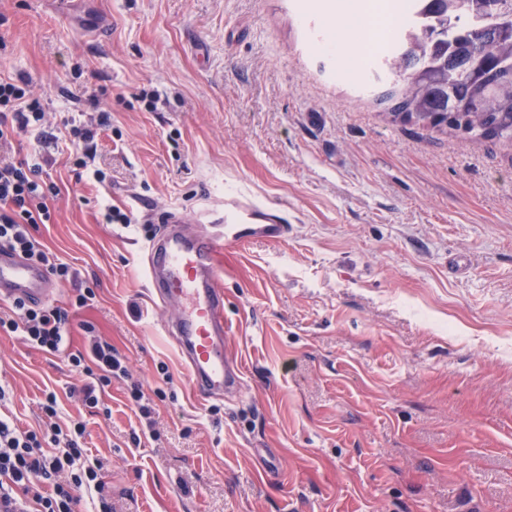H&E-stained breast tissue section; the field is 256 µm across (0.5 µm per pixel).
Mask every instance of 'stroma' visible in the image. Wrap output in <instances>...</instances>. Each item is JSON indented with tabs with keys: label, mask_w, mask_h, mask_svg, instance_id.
<instances>
[{
	"label": "stroma",
	"mask_w": 512,
	"mask_h": 512,
	"mask_svg": "<svg viewBox=\"0 0 512 512\" xmlns=\"http://www.w3.org/2000/svg\"><path fill=\"white\" fill-rule=\"evenodd\" d=\"M335 2L0 0V77L28 79L45 133L111 113L104 181L50 147L61 193L40 229L96 294L71 351L89 324L124 358L111 414L19 336L0 334V386L20 427L50 390L83 418L112 512H512V145L391 120L366 67L318 54ZM228 192L291 231L223 250L243 386L201 399L143 248L170 214L191 233L223 213Z\"/></svg>",
	"instance_id": "35a3bbf8"
}]
</instances>
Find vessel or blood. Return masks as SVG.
Returning a JSON list of instances; mask_svg holds the SVG:
<instances>
[{"mask_svg":"<svg viewBox=\"0 0 512 512\" xmlns=\"http://www.w3.org/2000/svg\"><path fill=\"white\" fill-rule=\"evenodd\" d=\"M245 224L251 234L272 241L286 239L290 231L283 217L234 199L225 204L224 227L194 234L170 231L149 245L147 282L161 303L178 308L169 333L184 358L191 391L203 398L233 395L240 384L238 369L226 357L229 326L217 271L220 248L243 243ZM52 291L44 267L0 249V299L33 306L47 301Z\"/></svg>","mask_w":512,"mask_h":512,"instance_id":"1","label":"vessel or blood"}]
</instances>
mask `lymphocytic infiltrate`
Instances as JSON below:
<instances>
[{"label":"lymphocytic infiltrate","mask_w":512,"mask_h":512,"mask_svg":"<svg viewBox=\"0 0 512 512\" xmlns=\"http://www.w3.org/2000/svg\"><path fill=\"white\" fill-rule=\"evenodd\" d=\"M44 104L25 85L0 80V149L11 147L22 135L43 125ZM51 162L42 142L25 155L0 157V246L47 268L53 280L69 281L74 296L69 306L52 303L32 308L11 301L0 312V333L22 336L32 347L66 358L84 382L77 392L84 405L94 408L114 376L125 368L111 344L94 339L84 353L68 350L72 310L88 306L95 293L79 282L71 267L38 239L41 225L54 221L56 183L45 178ZM44 428L20 430L0 418V512H81L80 493L95 489V512H112L111 497L98 467L85 452L86 427L81 420L58 423L57 398L47 393L42 404Z\"/></svg>","instance_id":"obj_1"}]
</instances>
